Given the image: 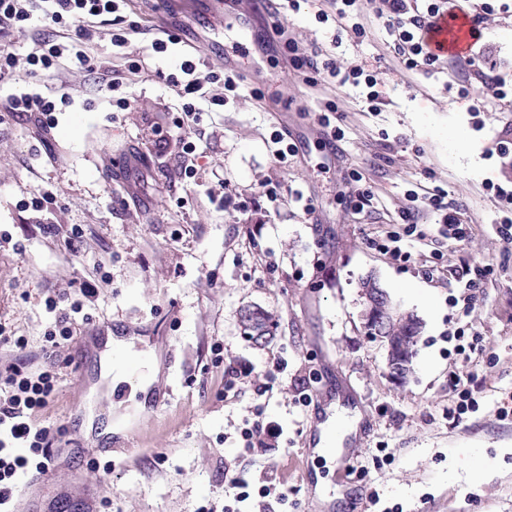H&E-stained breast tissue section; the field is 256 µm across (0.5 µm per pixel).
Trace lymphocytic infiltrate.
Returning <instances> with one entry per match:
<instances>
[{"label": "lymphocytic infiltrate", "mask_w": 512, "mask_h": 512, "mask_svg": "<svg viewBox=\"0 0 512 512\" xmlns=\"http://www.w3.org/2000/svg\"><path fill=\"white\" fill-rule=\"evenodd\" d=\"M381 2L376 13L406 68L441 63V56L429 48V36L438 20L448 13L446 0ZM125 3L126 0H0V35L24 33L38 22L70 27L71 44L47 39L27 54V73L56 68L68 58L93 72L99 62L82 49L91 36L86 22L111 16ZM200 66L199 59L186 58L166 77L168 86L182 99L181 110L188 117L195 116L196 103L205 96V84H222L228 92L236 91L240 84V77L234 72L222 69L204 73ZM68 101V96L29 87L9 95L7 108L20 116L38 113L43 126L52 128L57 123L58 105ZM56 381L55 372H29L16 366L6 369L4 380L0 381V512H5L25 477L46 471L52 462L49 449L55 436L49 428L36 425L32 413L46 406Z\"/></svg>", "instance_id": "lymphocytic-infiltrate-1"}]
</instances>
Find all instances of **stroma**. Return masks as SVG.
I'll list each match as a JSON object with an SVG mask.
<instances>
[{
	"instance_id": "obj_1",
	"label": "stroma",
	"mask_w": 512,
	"mask_h": 512,
	"mask_svg": "<svg viewBox=\"0 0 512 512\" xmlns=\"http://www.w3.org/2000/svg\"><path fill=\"white\" fill-rule=\"evenodd\" d=\"M484 3L448 0L480 20L467 56L410 70L370 6L358 37L338 27L336 0L276 19L266 0H167L157 18L150 0H127L83 46L101 69L66 60L21 78L68 94L54 128L8 112L15 86H0V366L58 374L35 416L56 433L53 478L17 491L14 512H224L234 477L249 493L234 512H512V243L499 231L512 204L494 192L512 189V154L495 153L512 140V102L481 83L489 71L512 80V7ZM232 17L263 48L233 51ZM136 19L142 32L113 52V32ZM161 21L187 30L165 56L148 48ZM289 41L341 75L364 69L379 100L362 84L304 82ZM196 51L215 68L235 54L245 82L221 106L223 88L209 86L185 121L162 76ZM119 97L128 109L114 106ZM331 102V125L320 127ZM278 135L297 147L282 162ZM186 140L194 154H183ZM184 164L194 179L181 178ZM358 188L370 194L360 209ZM46 191L54 205L33 208ZM435 194L468 224L465 241L439 236ZM122 196L135 204L119 205ZM412 223L436 241L407 235ZM390 232L402 234L409 263L370 246ZM464 272L478 282L466 316L450 305ZM369 275L423 323L403 384L364 333ZM50 297L77 308L73 337L51 351ZM252 306L278 322L260 345L238 327ZM459 327L477 335L467 358L448 340ZM91 328L128 345L119 363L92 359L79 374L75 351ZM239 365L253 367L250 380L233 374ZM459 377L475 408L454 421ZM329 417L345 423L337 455H307ZM259 420L273 434L247 447L242 433ZM105 433L113 453L91 452L87 440ZM344 448L361 454L343 459Z\"/></svg>"
}]
</instances>
